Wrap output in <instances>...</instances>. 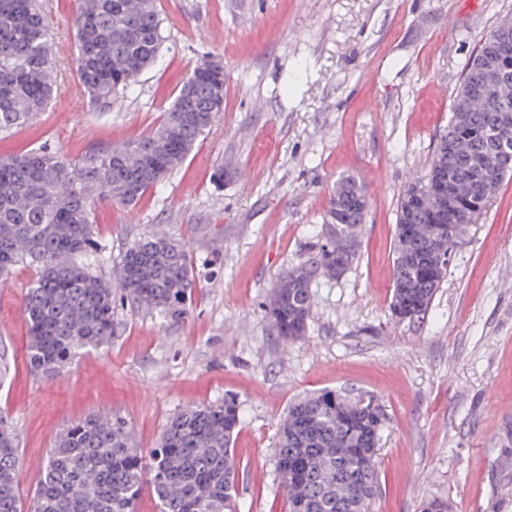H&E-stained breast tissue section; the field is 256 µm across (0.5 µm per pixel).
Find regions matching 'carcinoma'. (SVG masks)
<instances>
[{
	"label": "carcinoma",
	"instance_id": "carcinoma-1",
	"mask_svg": "<svg viewBox=\"0 0 512 512\" xmlns=\"http://www.w3.org/2000/svg\"><path fill=\"white\" fill-rule=\"evenodd\" d=\"M76 75L99 110L156 62L163 42L157 0L76 4ZM54 41L39 0H0V136L46 111L58 92ZM512 81V19L475 48L428 172L400 197L389 308L399 322L430 309L456 243L476 223L502 180L512 175V96L491 95L488 69ZM224 111V70L179 84L160 123L120 147L76 160L44 148L0 155V278L28 263L24 296L27 365L52 374L83 350L111 343L116 292L170 323L188 317L195 291L190 254L172 237L143 235L123 254L117 286L91 272L95 201L130 206L177 170ZM368 195L352 177L336 182L325 229L306 255L277 278L266 314L278 336L295 342L311 320L312 285L329 267L344 273L357 245L328 243L362 225ZM383 405L367 392L323 390L288 406L274 448L289 512H369L377 493ZM239 406L232 397L174 415L150 455L134 446L120 417L92 416L69 427L46 453L24 507L20 455L0 417V512H135L143 488L159 512H235L240 465L233 452Z\"/></svg>",
	"mask_w": 512,
	"mask_h": 512
}]
</instances>
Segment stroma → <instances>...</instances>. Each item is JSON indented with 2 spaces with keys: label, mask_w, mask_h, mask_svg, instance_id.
Returning <instances> with one entry per match:
<instances>
[{
  "label": "stroma",
  "mask_w": 512,
  "mask_h": 512,
  "mask_svg": "<svg viewBox=\"0 0 512 512\" xmlns=\"http://www.w3.org/2000/svg\"><path fill=\"white\" fill-rule=\"evenodd\" d=\"M42 8L60 92L0 152L77 159L141 137L208 58L224 65V110L155 191L95 213L92 271L111 280L142 234L186 242L188 319L167 325L115 303L109 345L35 374L22 308L34 269L18 264L0 282V415L22 453L23 494L56 437L88 416L122 417L147 453L173 414L232 396L240 512H287L279 424L293 400L327 389L374 394L386 409L370 512H419L431 496L451 512H512V178L454 251L425 318L399 322L389 309L399 197L424 176L474 49L512 16V0H158L159 59L107 112L74 70L73 0ZM219 165L229 174L220 187ZM344 176L369 196L357 256L313 284L308 332L286 341L265 306L316 241Z\"/></svg>",
  "instance_id": "35a3bbf8"
}]
</instances>
